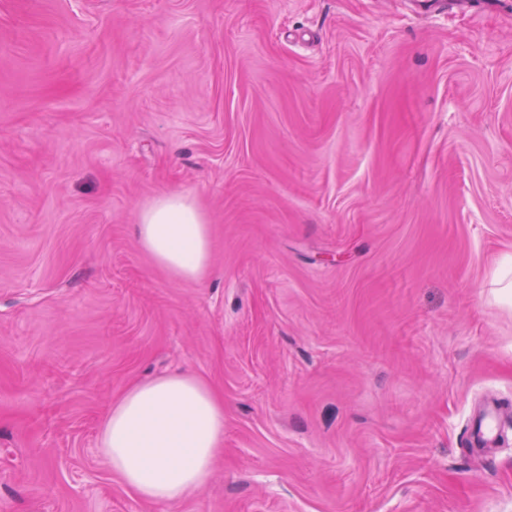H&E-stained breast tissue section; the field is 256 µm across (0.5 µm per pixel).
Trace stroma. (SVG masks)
<instances>
[{
  "label": "stroma",
  "instance_id": "obj_1",
  "mask_svg": "<svg viewBox=\"0 0 512 512\" xmlns=\"http://www.w3.org/2000/svg\"><path fill=\"white\" fill-rule=\"evenodd\" d=\"M511 252L512 0H0V512H512ZM177 371L224 454L144 503L101 424ZM136 236L142 249L177 281H200L211 260V231L189 196L170 193L139 214ZM496 411L488 410L476 423L473 432V444L477 449L483 448L495 440Z\"/></svg>",
  "mask_w": 512,
  "mask_h": 512
}]
</instances>
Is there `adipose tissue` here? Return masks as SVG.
Segmentation results:
<instances>
[{
    "instance_id": "obj_1",
    "label": "adipose tissue",
    "mask_w": 512,
    "mask_h": 512,
    "mask_svg": "<svg viewBox=\"0 0 512 512\" xmlns=\"http://www.w3.org/2000/svg\"><path fill=\"white\" fill-rule=\"evenodd\" d=\"M142 249L177 281L202 280L211 231L189 196L170 193L139 214ZM224 447V399L203 377L174 373L128 386L107 412L101 451L138 499L174 504L211 479Z\"/></svg>"
}]
</instances>
